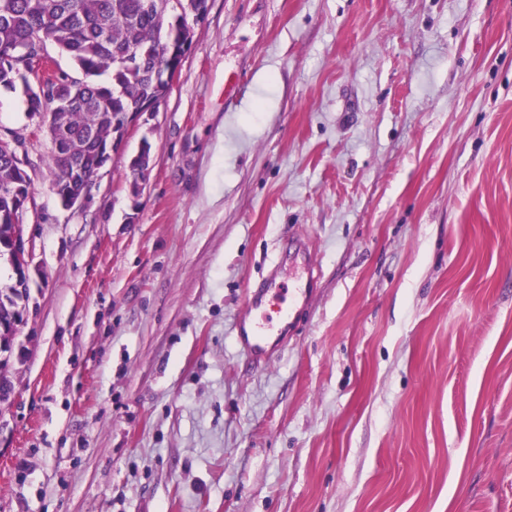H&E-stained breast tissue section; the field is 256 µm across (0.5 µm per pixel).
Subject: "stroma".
Masks as SVG:
<instances>
[{
  "mask_svg": "<svg viewBox=\"0 0 512 512\" xmlns=\"http://www.w3.org/2000/svg\"><path fill=\"white\" fill-rule=\"evenodd\" d=\"M209 4L83 206L27 144L0 512H512V0ZM299 238L314 299L253 365ZM152 161V145L144 139L141 141L139 149L135 155H133L128 163L130 171L135 173V179L131 183L132 192L139 195L143 189V182L146 180V176L149 173ZM32 252L30 241L23 238L17 243V257L20 270L19 279L22 283L19 291L22 293L23 299H25L26 294L29 292L30 266L33 259ZM306 270L305 277L301 279L305 281L306 288H288L287 306L276 322L261 311V299L259 301L256 296L248 299L247 313L236 325V336L257 364H266L272 349L290 337L287 333L297 328L300 316L311 299L312 288H308L309 282L316 279L312 266L308 265Z\"/></svg>",
  "mask_w": 512,
  "mask_h": 512,
  "instance_id": "stroma-1",
  "label": "stroma"
}]
</instances>
